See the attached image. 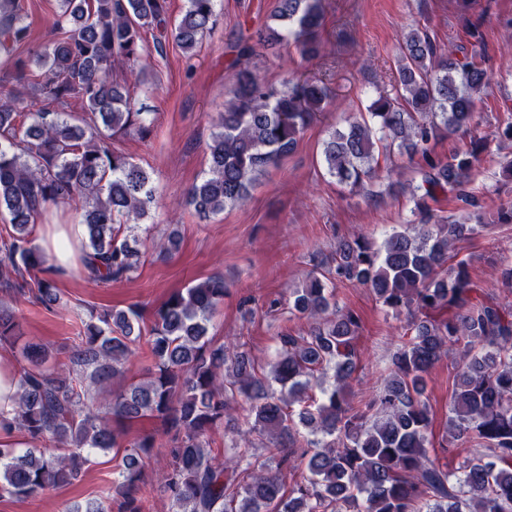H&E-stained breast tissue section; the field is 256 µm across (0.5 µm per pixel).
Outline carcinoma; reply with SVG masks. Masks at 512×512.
Returning a JSON list of instances; mask_svg holds the SVG:
<instances>
[{
	"mask_svg": "<svg viewBox=\"0 0 512 512\" xmlns=\"http://www.w3.org/2000/svg\"><path fill=\"white\" fill-rule=\"evenodd\" d=\"M62 36L43 48L29 43L23 0H0V213L9 217L0 241V267L15 279L0 283L18 293L32 285L47 309L59 303L53 256L34 244L36 226L58 208L80 201L83 226L78 273L109 284L129 277L140 251L130 243L131 222L157 203L151 176L112 148L120 135L145 138L147 113L112 69H134L145 53L144 34L157 45L171 40L191 53L211 31L217 0H186L181 19L167 26L166 0H56ZM272 23L243 37L231 64L230 99L207 145L209 169L186 200L203 217L244 203L258 178L297 147L305 129L332 100L323 81L289 78L279 85L249 66L259 45L292 40L307 58L321 53L322 0H276ZM490 81L478 53L460 43L441 47L427 27L403 37L389 91L367 107L369 118L336 129L323 143L327 173L362 187L377 177L380 158L396 147L421 163L404 187L414 202L418 232H394L383 248L358 234L341 238L311 259L288 310L307 328L283 327L277 354L266 366L209 334L224 301V277H207L172 294L156 311L149 338L153 369L145 382L124 385L112 414L130 424L160 420L175 429L172 463L161 474L170 512H512V308L479 298L468 262L450 249L488 228L435 219L429 202L448 192L467 210L479 207L467 190L486 137L445 158L432 154L440 131L467 130L475 95ZM72 100L82 113L65 111ZM501 287L512 290V255L497 262ZM371 289L387 309L411 316L412 337L392 356L382 388L361 407L348 399L357 368L360 318L336 301V283ZM135 307L90 314L69 356L71 371L93 384L123 374L141 336ZM16 336L15 316L0 309V345ZM462 365L449 403L448 450L458 441L490 452L463 463L457 475L427 450L431 425L427 376L456 347ZM18 399L0 430L18 428L33 446L21 454L0 444V492L28 497L71 484L87 453L123 447L119 432L88 409V392L47 366L38 345L22 350ZM248 404L234 429L233 453L209 450V433L238 400ZM307 435L298 442V426ZM267 440L276 466L253 465L255 441ZM154 438L128 444L121 480L104 501L68 512H142L139 482ZM301 453H296V449ZM306 460L308 477L284 491L281 468Z\"/></svg>",
	"mask_w": 512,
	"mask_h": 512,
	"instance_id": "obj_1",
	"label": "carcinoma"
}]
</instances>
